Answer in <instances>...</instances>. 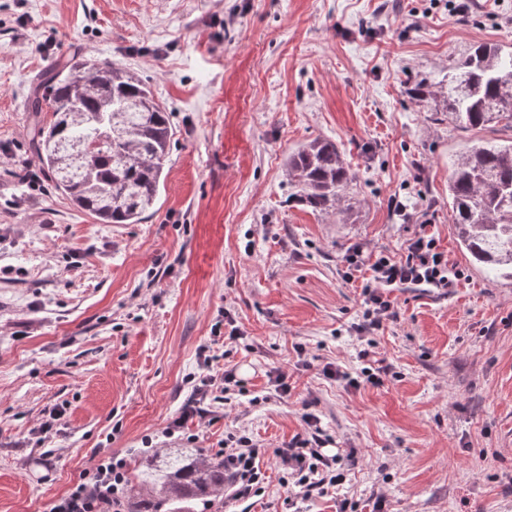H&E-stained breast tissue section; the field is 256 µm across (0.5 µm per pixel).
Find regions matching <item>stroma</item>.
I'll use <instances>...</instances> for the list:
<instances>
[{
	"instance_id": "stroma-1",
	"label": "stroma",
	"mask_w": 512,
	"mask_h": 512,
	"mask_svg": "<svg viewBox=\"0 0 512 512\" xmlns=\"http://www.w3.org/2000/svg\"><path fill=\"white\" fill-rule=\"evenodd\" d=\"M480 43L512 48V0H0V512H49L96 449L131 470L156 449L213 457L240 429L267 449V488L219 512H512V280L471 264L448 197L459 152L512 132L408 93ZM74 57L127 67L170 115L140 223H98L24 179L30 131L53 120L31 109L37 77ZM316 138L351 174L333 207L288 178ZM423 224L464 280L390 289L392 316L364 327L345 253L401 256ZM228 315L249 348L225 343ZM365 338L391 377L324 376L357 374ZM204 345L241 385L166 437ZM309 412L350 460L344 486L304 500L273 452Z\"/></svg>"
}]
</instances>
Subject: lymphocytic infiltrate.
Listing matches in <instances>:
<instances>
[{
	"label": "lymphocytic infiltrate",
	"instance_id": "1",
	"mask_svg": "<svg viewBox=\"0 0 512 512\" xmlns=\"http://www.w3.org/2000/svg\"><path fill=\"white\" fill-rule=\"evenodd\" d=\"M344 261L349 270L370 272L363 285V317L375 328L391 315L392 303L385 296V289L406 285L454 288L464 277L462 270L449 264L447 254L424 229L405 242L400 257L381 254L371 258L365 256L362 248L355 247L348 251ZM303 421L307 427L306 436L288 447L276 449L274 455L279 467L291 477L293 486L307 497L326 487L342 484L346 474L340 455L330 456L323 452L328 437L318 417L308 413ZM216 454L224 460L235 498L249 499L264 492L262 459L266 451L250 436L229 434ZM125 473L124 459L112 453L105 454L80 473L67 494L53 501L50 512H127Z\"/></svg>",
	"mask_w": 512,
	"mask_h": 512
}]
</instances>
